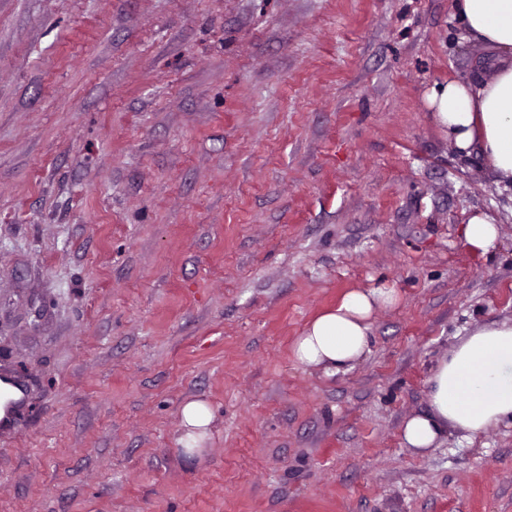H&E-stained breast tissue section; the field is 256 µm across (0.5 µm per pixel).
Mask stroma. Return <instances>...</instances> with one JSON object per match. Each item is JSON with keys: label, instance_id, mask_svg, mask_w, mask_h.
Returning <instances> with one entry per match:
<instances>
[{"label": "stroma", "instance_id": "stroma-1", "mask_svg": "<svg viewBox=\"0 0 512 512\" xmlns=\"http://www.w3.org/2000/svg\"><path fill=\"white\" fill-rule=\"evenodd\" d=\"M460 33L453 0H0V512H512L511 423L402 440L512 320V189L427 100L477 73ZM381 282L354 368L294 361ZM464 245L471 251L486 255L495 250L500 239V229L486 214L472 215L461 229ZM183 426L189 428L184 445L188 449H194L197 442L205 435V428L211 422V414L208 408L199 401H189L181 409ZM197 431V432H196Z\"/></svg>", "mask_w": 512, "mask_h": 512}]
</instances>
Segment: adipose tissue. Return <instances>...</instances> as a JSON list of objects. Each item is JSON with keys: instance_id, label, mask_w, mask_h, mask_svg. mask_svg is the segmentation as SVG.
<instances>
[{"instance_id": "obj_1", "label": "adipose tissue", "mask_w": 512, "mask_h": 512, "mask_svg": "<svg viewBox=\"0 0 512 512\" xmlns=\"http://www.w3.org/2000/svg\"><path fill=\"white\" fill-rule=\"evenodd\" d=\"M454 8L463 41L486 56L479 77L432 88L433 119L459 152L479 151L497 183L512 186V0H455ZM461 234L469 250L483 255L500 239L485 214L472 215ZM398 300L384 283L344 293L296 337L293 359L328 377L348 371L371 350L376 312ZM428 385L427 411L403 424L407 448L428 450L451 428L474 439L512 422V320H490L461 337L433 367Z\"/></svg>"}]
</instances>
